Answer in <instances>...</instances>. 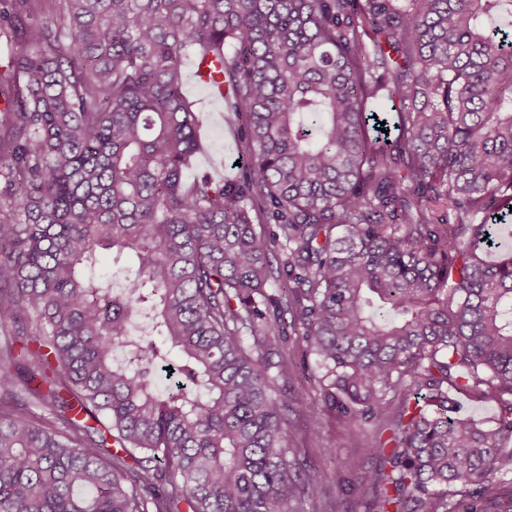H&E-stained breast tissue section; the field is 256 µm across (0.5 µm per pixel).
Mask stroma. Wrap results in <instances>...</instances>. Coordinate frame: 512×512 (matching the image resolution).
Wrapping results in <instances>:
<instances>
[{
    "label": "stroma",
    "instance_id": "1",
    "mask_svg": "<svg viewBox=\"0 0 512 512\" xmlns=\"http://www.w3.org/2000/svg\"><path fill=\"white\" fill-rule=\"evenodd\" d=\"M183 90L196 102L203 120L205 149L196 157L191 175L206 174L217 180L234 175L240 119L212 105L205 89L187 82ZM289 354L296 371L305 376L295 387L302 400L289 412L287 424L290 445L299 451L302 474L325 479L327 502L343 503L346 512H363L361 478L375 468L376 460L363 437L352 435L338 411L319 400L316 381L322 371L315 356L298 348L290 349Z\"/></svg>",
    "mask_w": 512,
    "mask_h": 512
}]
</instances>
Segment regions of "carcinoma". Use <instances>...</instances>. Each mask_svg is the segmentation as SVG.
Listing matches in <instances>:
<instances>
[{"label":"carcinoma","instance_id":"obj_1","mask_svg":"<svg viewBox=\"0 0 512 512\" xmlns=\"http://www.w3.org/2000/svg\"><path fill=\"white\" fill-rule=\"evenodd\" d=\"M0 39V512H323L289 339L352 432L399 401L372 512H512V0H0ZM188 59L237 180L185 178ZM132 257L124 254L116 259L112 250H103L100 253L99 262L95 268V274L108 283H123L126 271L132 267Z\"/></svg>","mask_w":512,"mask_h":512}]
</instances>
